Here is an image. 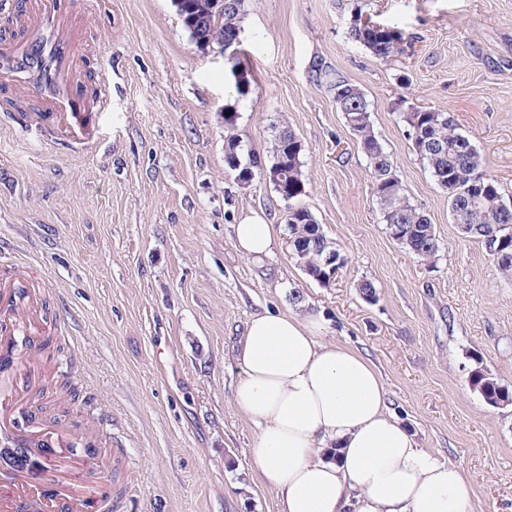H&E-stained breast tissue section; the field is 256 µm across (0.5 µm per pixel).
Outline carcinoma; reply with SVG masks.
<instances>
[{"label":"carcinoma","mask_w":512,"mask_h":512,"mask_svg":"<svg viewBox=\"0 0 512 512\" xmlns=\"http://www.w3.org/2000/svg\"><path fill=\"white\" fill-rule=\"evenodd\" d=\"M173 4L200 49L218 46L226 40L240 44L244 0H173ZM350 35L382 60L399 54L404 40L403 33L395 27L364 28L357 23ZM226 64L235 79L238 94L246 95L250 81L240 70V55L229 54ZM312 79L327 85L336 108L345 119L357 121L355 138L372 168L374 196L391 237L419 258L435 259L440 242L433 224L405 196L390 155L374 132L370 104L362 90L321 63L314 65ZM224 112L228 113L224 117L228 166L237 171L242 182L248 176L261 177L254 168L257 155L242 145L234 133L236 113L228 107ZM401 118L414 150L427 161L435 181L448 193L454 224L468 225L469 230L463 237L478 240L500 273L512 277V206L504 201L497 182L485 171L481 154L469 137L457 131L455 119L448 112L410 106L401 112ZM303 151L302 143L289 127L274 126L270 164L267 165L268 182L279 197L288 202L286 226L294 256L306 268L308 276L321 281L328 272L324 258L336 245L323 232L311 211L295 204L305 193ZM474 175L481 177L486 188L484 198L476 205L470 204L467 188ZM468 381L490 405L512 404V390L490 377L483 366L470 369Z\"/></svg>","instance_id":"cac0c4a2"}]
</instances>
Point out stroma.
Returning <instances> with one entry per match:
<instances>
[{"mask_svg":"<svg viewBox=\"0 0 512 512\" xmlns=\"http://www.w3.org/2000/svg\"><path fill=\"white\" fill-rule=\"evenodd\" d=\"M362 14L403 32L398 55L377 59L351 38ZM87 21L102 35L90 69L111 80V107L94 115L87 148L0 112V254L47 279L42 315L61 351L41 375L76 388H48L41 416L95 421L125 449L120 469L138 478L122 512H278L249 453L257 427L234 400L235 347L268 310L322 314L323 340L378 368L418 446L470 477L473 512H512V405L491 406L468 383L479 362L512 387V280L459 235L399 115L453 113L512 203V0H245L242 99L172 0H102ZM318 62L370 102L406 196L440 240L435 262L390 236L366 156L329 88L310 79ZM228 106L259 156L275 123L302 142L300 202L345 260L331 281L297 263L272 185L229 168ZM246 216L279 232L263 262L234 246Z\"/></svg>","mask_w":512,"mask_h":512,"instance_id":"stroma-1","label":"stroma"}]
</instances>
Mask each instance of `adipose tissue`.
Returning <instances> with one entry per match:
<instances>
[{"mask_svg": "<svg viewBox=\"0 0 512 512\" xmlns=\"http://www.w3.org/2000/svg\"><path fill=\"white\" fill-rule=\"evenodd\" d=\"M237 249L262 261L273 225L234 227ZM321 316H252L237 349V407L257 426L251 459L279 512H472L457 466L419 448L388 409L385 382L360 353L321 342Z\"/></svg>", "mask_w": 512, "mask_h": 512, "instance_id": "obj_1", "label": "adipose tissue"}]
</instances>
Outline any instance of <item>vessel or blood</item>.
<instances>
[{
    "instance_id": "1",
    "label": "vessel or blood",
    "mask_w": 512,
    "mask_h": 512,
    "mask_svg": "<svg viewBox=\"0 0 512 512\" xmlns=\"http://www.w3.org/2000/svg\"><path fill=\"white\" fill-rule=\"evenodd\" d=\"M99 0H16L8 30L0 32V94L30 97L38 102L39 120L56 135L86 143L92 134L85 122L90 112L107 111L110 103L107 83H89L80 46L94 36L82 21ZM33 272L0 281V437L12 447L43 440L45 447L64 448L65 436L55 432L38 435L15 428L17 415L13 390L19 386V358L37 359L42 339L26 334L20 314L30 312ZM15 478L1 493L4 499L27 498L31 512H120L122 499L107 492L88 497L65 489L57 475L46 486L33 490L32 471L23 462L14 465Z\"/></svg>"
}]
</instances>
